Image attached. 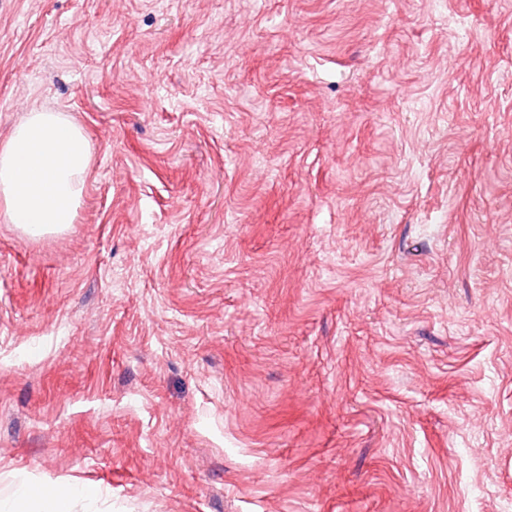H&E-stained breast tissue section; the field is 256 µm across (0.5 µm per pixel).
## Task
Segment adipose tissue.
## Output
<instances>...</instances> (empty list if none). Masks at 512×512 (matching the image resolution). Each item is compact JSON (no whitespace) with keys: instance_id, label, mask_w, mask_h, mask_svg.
Segmentation results:
<instances>
[{"instance_id":"adipose-tissue-1","label":"adipose tissue","mask_w":512,"mask_h":512,"mask_svg":"<svg viewBox=\"0 0 512 512\" xmlns=\"http://www.w3.org/2000/svg\"><path fill=\"white\" fill-rule=\"evenodd\" d=\"M92 160L89 137L64 113H29L0 143V216L33 237L67 229Z\"/></svg>"}]
</instances>
